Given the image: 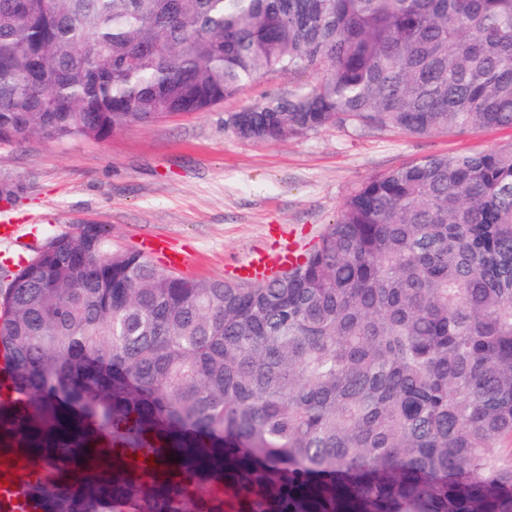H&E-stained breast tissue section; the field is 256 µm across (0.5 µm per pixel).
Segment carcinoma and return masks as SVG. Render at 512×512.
Masks as SVG:
<instances>
[{
  "label": "carcinoma",
  "instance_id": "carcinoma-1",
  "mask_svg": "<svg viewBox=\"0 0 512 512\" xmlns=\"http://www.w3.org/2000/svg\"><path fill=\"white\" fill-rule=\"evenodd\" d=\"M269 72L318 81L231 113L241 140L512 129V0H0L1 144L209 112ZM0 305V463L38 512H512V141L364 180L267 280L84 224Z\"/></svg>",
  "mask_w": 512,
  "mask_h": 512
}]
</instances>
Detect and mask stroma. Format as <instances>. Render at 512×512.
<instances>
[{
	"mask_svg": "<svg viewBox=\"0 0 512 512\" xmlns=\"http://www.w3.org/2000/svg\"><path fill=\"white\" fill-rule=\"evenodd\" d=\"M312 74L269 73L213 111L182 113L101 140L34 138L0 144V221L19 225L21 244L0 243V268L32 257L45 238L84 223L105 225L118 250L164 237L193 258L192 278H229L257 249L313 245L363 180L431 154L484 150L512 129L472 128L429 137L328 126L275 143L238 139L229 113L315 83Z\"/></svg>",
	"mask_w": 512,
	"mask_h": 512,
	"instance_id": "1",
	"label": "stroma"
}]
</instances>
